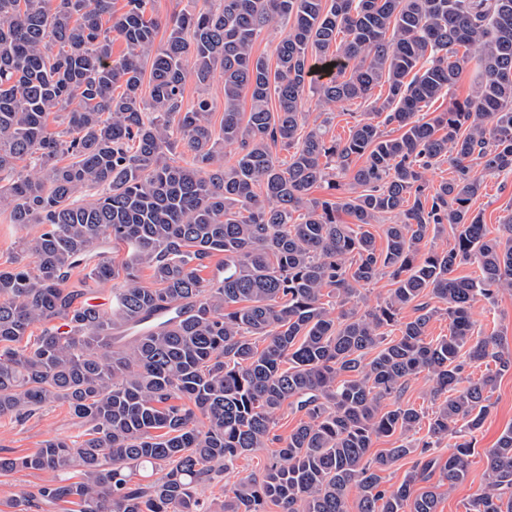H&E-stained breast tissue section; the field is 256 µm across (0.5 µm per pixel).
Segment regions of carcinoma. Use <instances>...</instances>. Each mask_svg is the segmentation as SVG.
I'll return each instance as SVG.
<instances>
[{
	"instance_id": "1",
	"label": "carcinoma",
	"mask_w": 512,
	"mask_h": 512,
	"mask_svg": "<svg viewBox=\"0 0 512 512\" xmlns=\"http://www.w3.org/2000/svg\"><path fill=\"white\" fill-rule=\"evenodd\" d=\"M112 3L0 0V209L37 227L0 269V417L62 403L86 426L80 440L0 456V472L57 473L37 496L78 512H209L198 487L270 448L260 474L224 488V512H437L440 493L415 486L466 480L488 393L512 370L498 337L472 339L471 314L512 290V212L490 238L472 209L484 176L512 173V0H219L163 20L154 0L118 15ZM290 17L272 67L256 40ZM473 59L469 97L420 119ZM217 72L216 128L203 90ZM190 79L202 94L186 108ZM381 83L386 98L345 141L303 112L310 92L327 107ZM445 161L453 176L429 183ZM321 184L333 198L312 195ZM446 225L454 244L426 248ZM111 243L125 247L118 264ZM463 264L480 276H453ZM382 274L388 297L361 307L359 287ZM108 282L110 307L89 303ZM441 310L448 335L428 341ZM489 360L480 379L464 376ZM421 375L437 404L424 436L423 413L397 402ZM286 406L304 419L283 438ZM485 457L467 512H512V427ZM406 458L385 488L381 473ZM147 470L161 476L136 480Z\"/></svg>"
}]
</instances>
